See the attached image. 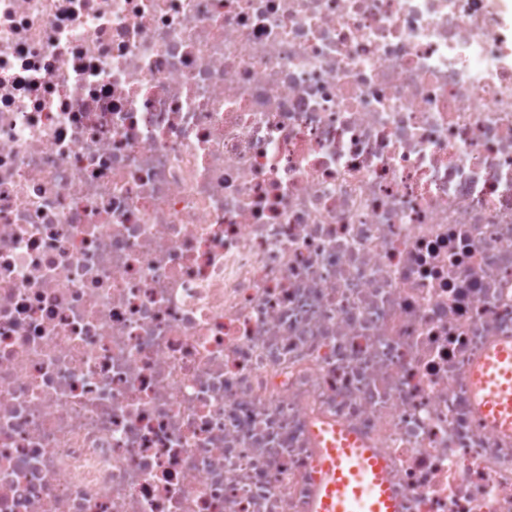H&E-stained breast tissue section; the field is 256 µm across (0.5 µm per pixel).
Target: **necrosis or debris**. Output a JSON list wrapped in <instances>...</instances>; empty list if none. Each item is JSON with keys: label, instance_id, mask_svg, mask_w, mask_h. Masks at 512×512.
Segmentation results:
<instances>
[{"label": "necrosis or debris", "instance_id": "obj_1", "mask_svg": "<svg viewBox=\"0 0 512 512\" xmlns=\"http://www.w3.org/2000/svg\"><path fill=\"white\" fill-rule=\"evenodd\" d=\"M512 0H0V512H512ZM476 393L492 424L512 432V346H499L488 352L476 372ZM316 512H396L384 463L336 429L325 434Z\"/></svg>", "mask_w": 512, "mask_h": 512}]
</instances>
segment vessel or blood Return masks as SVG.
I'll return each instance as SVG.
<instances>
[{"label": "vessel or blood", "instance_id": "b4317fda", "mask_svg": "<svg viewBox=\"0 0 512 512\" xmlns=\"http://www.w3.org/2000/svg\"><path fill=\"white\" fill-rule=\"evenodd\" d=\"M476 393L492 424L512 432V346L488 352ZM323 482L316 512H396L382 460L340 430L325 434Z\"/></svg>", "mask_w": 512, "mask_h": 512}]
</instances>
